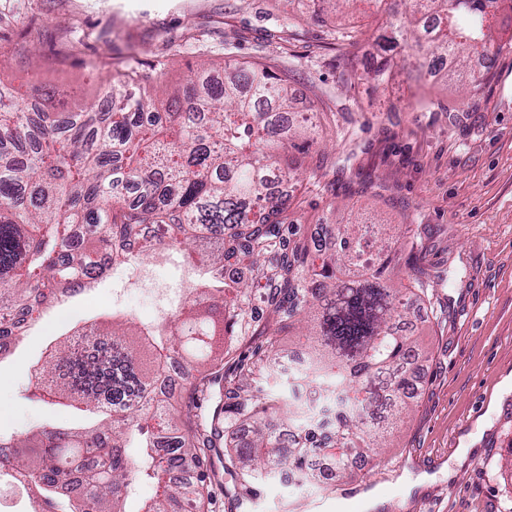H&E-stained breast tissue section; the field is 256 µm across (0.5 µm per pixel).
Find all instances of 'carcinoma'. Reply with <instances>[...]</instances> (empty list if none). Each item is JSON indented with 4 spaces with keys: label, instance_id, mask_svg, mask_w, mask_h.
<instances>
[{
    "label": "carcinoma",
    "instance_id": "cac0c4a2",
    "mask_svg": "<svg viewBox=\"0 0 512 512\" xmlns=\"http://www.w3.org/2000/svg\"><path fill=\"white\" fill-rule=\"evenodd\" d=\"M314 19L350 0H311ZM512 24V0H412L408 24L387 41L412 50L377 71L393 75L428 57H449L446 77L473 85L475 58L501 50L500 28ZM201 67L184 89L158 104L147 95L152 74L136 67L112 78V112H55L32 104L17 112L0 81V358L18 324L112 268L176 252L192 277L179 311L143 331L129 321L112 329L74 327L50 359L33 369L34 389L88 413L76 427L41 424L0 435V474L23 477L31 512H125L128 488L155 483L143 512H201L215 484L243 506L282 470L302 483H326L310 459L351 477V460L382 447L408 410L416 389L414 364L423 352L402 329L429 279L415 272L407 285L392 272L401 224L372 221L322 224L325 244L285 252L302 159L317 154L325 168L313 117L291 119L288 80L266 63H226L218 85ZM377 253L364 257L366 238ZM268 297L267 317L250 316L255 291ZM112 339L104 352L75 354L74 337ZM251 341L250 354L239 353ZM302 350L306 363L285 365ZM185 365L181 403L157 398L159 372L172 358ZM285 377L253 390V376ZM305 388L333 414L331 443L315 439L316 410L297 399ZM202 401L210 413H196ZM174 434L162 454L155 433ZM141 453L126 455V441ZM217 460L232 483L222 484L207 462Z\"/></svg>",
    "mask_w": 512,
    "mask_h": 512
}]
</instances>
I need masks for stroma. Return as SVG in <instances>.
<instances>
[{
  "label": "stroma",
  "instance_id": "obj_1",
  "mask_svg": "<svg viewBox=\"0 0 512 512\" xmlns=\"http://www.w3.org/2000/svg\"><path fill=\"white\" fill-rule=\"evenodd\" d=\"M19 19L0 20L8 60L0 81L19 98L39 91L60 111L98 104L115 71L133 66L174 90L201 64L270 59L289 74L301 111L319 116L326 174L295 191L301 223L325 220L328 207L410 225L434 286L431 308H417L407 330L426 355L417 364L411 409L381 454L354 473L363 495L270 477L253 503L227 499L210 512H363L364 494L380 512H506L512 506V29L468 92L444 79L419 85L399 71L388 84L342 90L350 67L367 68L382 29L402 24L368 12L362 0L323 20L292 12L288 0H20ZM39 39H32V32ZM358 31L357 48L342 33ZM426 91L433 105L417 103ZM119 280L104 277L52 304L26 325L0 360V433L18 434L74 415L31 394L32 367L67 324L111 313ZM472 436L466 456L460 440ZM429 475L417 485L421 475Z\"/></svg>",
  "mask_w": 512,
  "mask_h": 512
}]
</instances>
